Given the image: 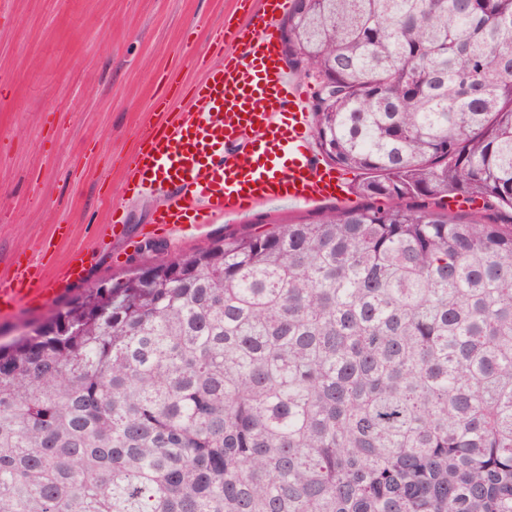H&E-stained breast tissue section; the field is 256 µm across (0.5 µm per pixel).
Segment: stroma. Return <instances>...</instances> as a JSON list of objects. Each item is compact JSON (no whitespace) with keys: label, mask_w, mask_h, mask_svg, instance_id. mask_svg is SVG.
<instances>
[{"label":"stroma","mask_w":512,"mask_h":512,"mask_svg":"<svg viewBox=\"0 0 512 512\" xmlns=\"http://www.w3.org/2000/svg\"><path fill=\"white\" fill-rule=\"evenodd\" d=\"M247 21L236 0H0V279L18 252L41 260L56 225L55 260L94 253L88 283L122 277L150 260L143 225L159 197L125 189L141 127L186 110L204 68L233 46L225 19ZM348 192L315 205L259 206L199 230L162 237L168 255L224 234L313 219L352 205ZM121 205L124 231L102 236Z\"/></svg>","instance_id":"stroma-1"}]
</instances>
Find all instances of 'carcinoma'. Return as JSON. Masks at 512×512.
Instances as JSON below:
<instances>
[{"instance_id": "1", "label": "carcinoma", "mask_w": 512, "mask_h": 512, "mask_svg": "<svg viewBox=\"0 0 512 512\" xmlns=\"http://www.w3.org/2000/svg\"><path fill=\"white\" fill-rule=\"evenodd\" d=\"M363 198L159 253L0 343V512H512V0H294Z\"/></svg>"}]
</instances>
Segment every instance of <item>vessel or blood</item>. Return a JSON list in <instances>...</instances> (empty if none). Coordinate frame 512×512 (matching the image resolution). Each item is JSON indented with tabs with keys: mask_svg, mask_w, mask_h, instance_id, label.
<instances>
[{
	"mask_svg": "<svg viewBox=\"0 0 512 512\" xmlns=\"http://www.w3.org/2000/svg\"><path fill=\"white\" fill-rule=\"evenodd\" d=\"M289 0H259L233 32L237 51L209 66L191 106L163 126L140 130L142 147L125 176L133 191L167 194L154 229L181 231L260 205H312L339 194L333 168L319 167L308 146L311 109L280 63L275 22ZM83 256L44 277L36 262H18L0 280V311L42 293L45 281L69 288L88 277Z\"/></svg>",
	"mask_w": 512,
	"mask_h": 512,
	"instance_id": "b4317fda",
	"label": "vessel or blood"
}]
</instances>
